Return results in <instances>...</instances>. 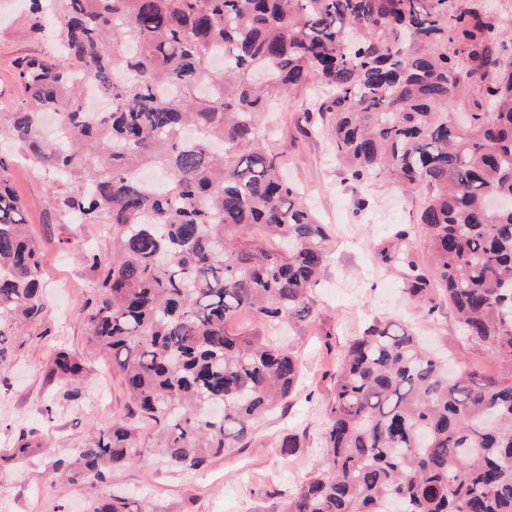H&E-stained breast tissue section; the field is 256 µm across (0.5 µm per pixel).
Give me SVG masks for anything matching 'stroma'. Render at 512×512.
Masks as SVG:
<instances>
[{"mask_svg":"<svg viewBox=\"0 0 512 512\" xmlns=\"http://www.w3.org/2000/svg\"><path fill=\"white\" fill-rule=\"evenodd\" d=\"M24 0H0V112L12 102L15 63L46 57L49 42L23 36L18 19ZM311 86L290 91L267 120L269 148L322 223L333 230L329 260L310 295L312 312L274 330L247 317L235 331L270 337L296 353L303 364L300 392L288 410L267 415L252 428L253 444L226 452L201 471L178 472L140 461L114 471L101 482L69 484L55 476L54 463L79 447L89 434L126 416L130 402L109 361L88 342L82 308L93 283L82 253L107 251V224H62L48 203L41 174L21 155L17 144L0 138V156L9 160L13 186L23 200L29 231L39 245L47 312L16 325L6 361L0 365V449L18 437L39 444L27 465L0 469V491L9 512H87L93 500L127 492L142 512H265L264 491H291L312 472L319 456L326 407L331 398L336 357L350 340L376 321L411 328L431 348L459 365L492 376L495 365L481 346L468 341L448 305L435 312L406 302L401 294L404 268L386 261L382 251L405 249L423 264L427 247L415 224L420 197L378 181L364 188L342 180L327 135L311 130ZM76 355L84 372L73 386L50 381L56 345ZM298 434L302 446L281 455L277 443Z\"/></svg>","mask_w":512,"mask_h":512,"instance_id":"35a3bbf8","label":"stroma"}]
</instances>
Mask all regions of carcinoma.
Listing matches in <instances>:
<instances>
[{"instance_id": "cac0c4a2", "label": "carcinoma", "mask_w": 512, "mask_h": 512, "mask_svg": "<svg viewBox=\"0 0 512 512\" xmlns=\"http://www.w3.org/2000/svg\"><path fill=\"white\" fill-rule=\"evenodd\" d=\"M483 0H29L23 33L52 31L50 59L16 62L0 134L43 165L63 224L112 225L93 272L89 338L112 358L153 458L196 471L245 448L290 406L296 354L230 329L240 315L277 325L310 313L328 225L302 202L257 116L317 84L316 112L348 179L422 195L426 267L403 293L451 307L498 366L448 375L404 327L376 322L340 358L322 453L269 512H512V7ZM223 55L224 66L212 60ZM126 74L117 80V71ZM112 98L84 106L76 76ZM52 109L60 139L41 133ZM40 252L0 158V359L12 325L45 312ZM83 365L56 353L64 385ZM125 419L56 462L72 484L135 458ZM20 436L3 466L34 456ZM90 512H140L129 498Z\"/></svg>"}]
</instances>
